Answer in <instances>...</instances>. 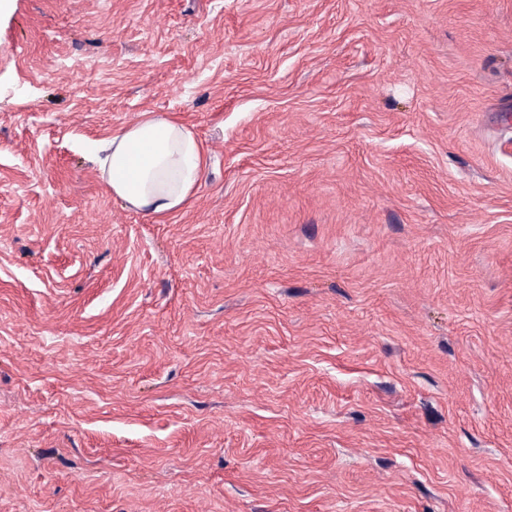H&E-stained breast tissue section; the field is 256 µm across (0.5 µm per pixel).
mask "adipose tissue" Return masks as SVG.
I'll return each mask as SVG.
<instances>
[{
	"instance_id": "1",
	"label": "adipose tissue",
	"mask_w": 512,
	"mask_h": 512,
	"mask_svg": "<svg viewBox=\"0 0 512 512\" xmlns=\"http://www.w3.org/2000/svg\"><path fill=\"white\" fill-rule=\"evenodd\" d=\"M98 149L108 189L149 217L184 208L206 171V155L193 131L170 115L143 113Z\"/></svg>"
}]
</instances>
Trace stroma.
I'll return each instance as SVG.
<instances>
[{"instance_id":"obj_1","label":"stroma","mask_w":512,"mask_h":512,"mask_svg":"<svg viewBox=\"0 0 512 512\" xmlns=\"http://www.w3.org/2000/svg\"><path fill=\"white\" fill-rule=\"evenodd\" d=\"M0 512H512V0H0ZM98 152L105 153L104 157ZM93 153L112 194L154 218L186 206L207 163L188 126L173 116L152 112L104 139Z\"/></svg>"}]
</instances>
